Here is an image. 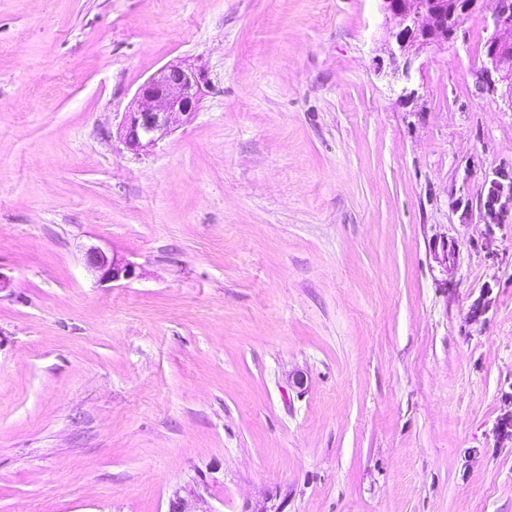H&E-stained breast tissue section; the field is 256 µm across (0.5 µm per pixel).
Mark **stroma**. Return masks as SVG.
<instances>
[{
	"instance_id": "35a3bbf8",
	"label": "stroma",
	"mask_w": 512,
	"mask_h": 512,
	"mask_svg": "<svg viewBox=\"0 0 512 512\" xmlns=\"http://www.w3.org/2000/svg\"><path fill=\"white\" fill-rule=\"evenodd\" d=\"M493 34L468 16L405 99L378 0H0V512H512ZM176 60L194 116L128 149ZM206 84L200 68L181 63L160 68L139 87L119 133L133 149L155 146L194 114ZM487 192L484 201L485 224H503L507 217V202L512 201V178L499 171L485 181ZM504 199V201H502ZM88 264L99 273L102 282H119L131 280L136 276L135 266L125 260L107 256L104 252L92 249L88 253Z\"/></svg>"
}]
</instances>
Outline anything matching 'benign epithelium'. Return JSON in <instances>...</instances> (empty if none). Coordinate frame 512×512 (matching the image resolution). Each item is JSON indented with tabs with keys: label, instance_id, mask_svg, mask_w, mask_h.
Returning a JSON list of instances; mask_svg holds the SVG:
<instances>
[{
	"label": "benign epithelium",
	"instance_id": "obj_1",
	"mask_svg": "<svg viewBox=\"0 0 512 512\" xmlns=\"http://www.w3.org/2000/svg\"><path fill=\"white\" fill-rule=\"evenodd\" d=\"M383 10L396 32L395 45L389 47V64L401 82L400 96L410 98L411 68L421 53L448 44V16L442 0H428L427 8L415 11L414 0H381ZM491 8L495 40L491 49L492 67L512 71V0H472L470 8L484 11ZM207 81L204 72L190 65L169 64L160 68L138 89L133 106L124 113L119 133L134 149L156 145L164 136L185 124L194 114ZM484 221L502 224L512 201V176L500 171L486 179ZM88 264L99 273L102 282L131 280L135 266L115 256L92 249ZM281 494L264 497L246 506L243 512H284Z\"/></svg>",
	"mask_w": 512,
	"mask_h": 512
}]
</instances>
